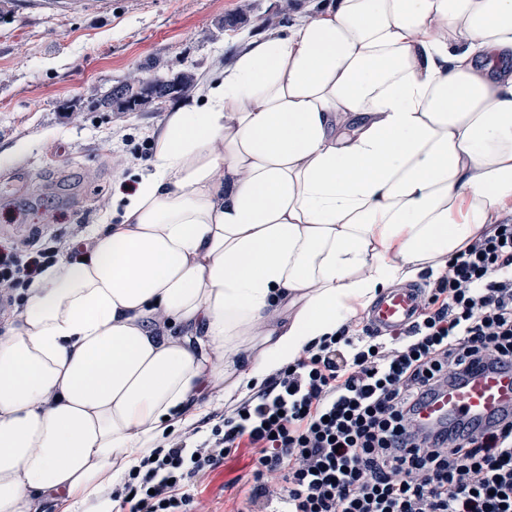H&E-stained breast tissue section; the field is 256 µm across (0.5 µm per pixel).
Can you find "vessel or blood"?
<instances>
[{"label": "vessel or blood", "instance_id": "vessel-or-blood-1", "mask_svg": "<svg viewBox=\"0 0 512 512\" xmlns=\"http://www.w3.org/2000/svg\"><path fill=\"white\" fill-rule=\"evenodd\" d=\"M420 300V290L412 286L388 291L368 312L372 330L385 334L410 327L417 318ZM510 410L512 369L477 370L421 406L416 420L424 426L459 418L485 423Z\"/></svg>", "mask_w": 512, "mask_h": 512}]
</instances>
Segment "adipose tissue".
<instances>
[{"instance_id": "adipose-tissue-1", "label": "adipose tissue", "mask_w": 512, "mask_h": 512, "mask_svg": "<svg viewBox=\"0 0 512 512\" xmlns=\"http://www.w3.org/2000/svg\"><path fill=\"white\" fill-rule=\"evenodd\" d=\"M132 193L0 324V512L96 497L512 204V0H329L164 115Z\"/></svg>"}]
</instances>
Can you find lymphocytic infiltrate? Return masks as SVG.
Here are the masks:
<instances>
[{
	"label": "lymphocytic infiltrate",
	"instance_id": "obj_1",
	"mask_svg": "<svg viewBox=\"0 0 512 512\" xmlns=\"http://www.w3.org/2000/svg\"><path fill=\"white\" fill-rule=\"evenodd\" d=\"M56 250L0 251V311ZM512 367V218L452 253L414 325L385 342L350 319L238 401L223 426L160 440L104 498L127 512H195L184 488L237 441L257 448L249 506L263 512H512V415L413 423L419 406L476 366Z\"/></svg>",
	"mask_w": 512,
	"mask_h": 512
}]
</instances>
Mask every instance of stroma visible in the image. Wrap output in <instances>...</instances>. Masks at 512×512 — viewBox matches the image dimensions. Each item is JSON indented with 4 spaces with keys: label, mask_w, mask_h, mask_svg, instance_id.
<instances>
[{
    "label": "stroma",
    "mask_w": 512,
    "mask_h": 512,
    "mask_svg": "<svg viewBox=\"0 0 512 512\" xmlns=\"http://www.w3.org/2000/svg\"><path fill=\"white\" fill-rule=\"evenodd\" d=\"M242 0H0V250H66L77 224L112 217V196L151 151L162 111L115 112L91 99L149 61L205 79L248 34L225 26ZM25 172L18 184L16 172ZM255 451L232 449L191 493L198 512H245Z\"/></svg>",
    "instance_id": "1"
}]
</instances>
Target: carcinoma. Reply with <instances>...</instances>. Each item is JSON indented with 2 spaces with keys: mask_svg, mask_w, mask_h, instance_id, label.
Returning <instances> with one entry per match:
<instances>
[{
  "mask_svg": "<svg viewBox=\"0 0 512 512\" xmlns=\"http://www.w3.org/2000/svg\"><path fill=\"white\" fill-rule=\"evenodd\" d=\"M296 10L295 0H282L273 15L251 14V6L243 5L236 20L256 28L269 27L274 19L284 23L288 21L290 13ZM197 84L194 73L183 71L171 78V82L159 89L147 85V81L139 76H134L120 86V92L112 93V98L99 102L101 107H112L119 112L143 111L155 102L167 98L176 101L192 91Z\"/></svg>",
  "mask_w": 512,
  "mask_h": 512,
  "instance_id": "cac0c4a2",
  "label": "carcinoma"
}]
</instances>
